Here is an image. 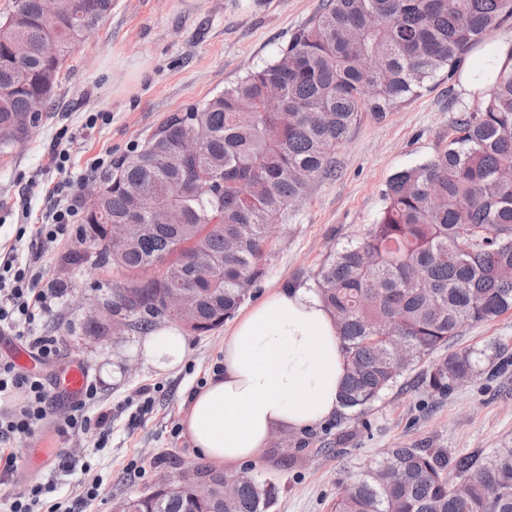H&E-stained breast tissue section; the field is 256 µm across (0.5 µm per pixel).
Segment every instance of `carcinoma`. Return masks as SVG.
<instances>
[{
	"instance_id": "carcinoma-1",
	"label": "carcinoma",
	"mask_w": 512,
	"mask_h": 512,
	"mask_svg": "<svg viewBox=\"0 0 512 512\" xmlns=\"http://www.w3.org/2000/svg\"><path fill=\"white\" fill-rule=\"evenodd\" d=\"M51 21L39 0H13L0 20V153L26 138L22 121L38 99L51 103L64 59L112 14V0H70ZM512 18V0H322L278 56L186 112L112 161L95 182L80 234L94 265L123 275L143 312L112 307V333L144 330L177 316L158 304L163 288L199 296L198 332L234 316L262 276L270 225L334 172L335 151L368 112L381 120L438 73L453 77L484 36ZM471 79L476 109L457 117L448 144L429 161L394 174L385 207L360 238L329 255L314 289L336 318L346 376L341 405L359 415L426 366L421 382L445 396L458 377L479 374L499 350L448 351L460 330L512 311V45L487 57ZM279 95L293 118L266 110ZM182 135L201 144L175 152ZM167 207L179 224H153ZM141 224L132 248L110 254L106 225ZM199 246L216 267L188 263ZM169 263L162 273L159 263ZM275 483L238 477L224 512H266ZM128 512H218L188 493L126 499ZM332 512H512V447L448 459L429 448H390L358 471Z\"/></svg>"
}]
</instances>
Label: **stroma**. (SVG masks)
<instances>
[{"instance_id": "stroma-1", "label": "stroma", "mask_w": 512, "mask_h": 512, "mask_svg": "<svg viewBox=\"0 0 512 512\" xmlns=\"http://www.w3.org/2000/svg\"><path fill=\"white\" fill-rule=\"evenodd\" d=\"M320 4L113 0L111 16L68 56L50 112L26 140L0 155V240L16 244L21 262L42 274L43 287L63 291L40 323L62 340L61 356L45 365L43 376L52 378L79 357L98 388L89 416L112 413L100 448L93 431L70 440L58 436L55 426L69 415L70 405L53 398L45 423L18 446L29 454L65 448L78 464L68 471L58 466L16 470L0 480V512L26 495L30 484L47 480L55 484L47 503L69 505L94 483L97 496L84 512H112L113 500L150 494L162 479H179L200 465L181 419L190 395L217 369L223 329L188 333L183 363L167 373L156 370L142 354L146 331L113 335L112 316L103 310L119 273L87 264L62 267V257L81 248L77 225L51 242L38 238L34 227L56 205L49 196L53 183L69 179L71 203L85 204L96 158L128 153L170 114L203 103L273 61ZM511 41L509 19L466 56L454 78L436 77L384 120L362 114L336 151L334 174L314 184L272 229L265 273L251 302L285 284L313 287L324 259L376 221L390 177L425 163L447 144L461 110L478 104L471 70ZM98 112L105 120L89 124V116ZM57 150L69 157L62 172L52 163ZM21 224L28 230L19 240L15 231ZM493 340L503 346L500 359L483 364L480 375L447 396L428 393L410 377L359 417L336 415L300 434L296 446L268 444L242 473L277 482L279 494L268 512H331L341 487L386 449L441 448L456 459L512 445V313L464 327L452 347L481 349Z\"/></svg>"}]
</instances>
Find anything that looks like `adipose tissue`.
Masks as SVG:
<instances>
[{
  "label": "adipose tissue",
  "instance_id": "1",
  "mask_svg": "<svg viewBox=\"0 0 512 512\" xmlns=\"http://www.w3.org/2000/svg\"><path fill=\"white\" fill-rule=\"evenodd\" d=\"M142 350L169 372L181 365L187 341L180 327L167 325ZM345 367L336 322L314 290L275 288L225 333L221 367L192 395L183 430L201 458L235 471L272 434L304 432L336 415Z\"/></svg>",
  "mask_w": 512,
  "mask_h": 512
}]
</instances>
